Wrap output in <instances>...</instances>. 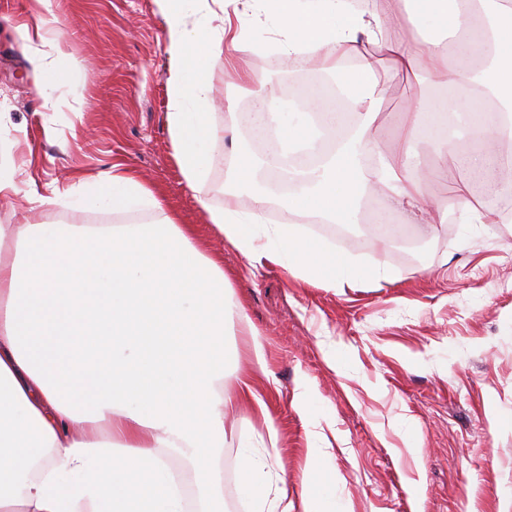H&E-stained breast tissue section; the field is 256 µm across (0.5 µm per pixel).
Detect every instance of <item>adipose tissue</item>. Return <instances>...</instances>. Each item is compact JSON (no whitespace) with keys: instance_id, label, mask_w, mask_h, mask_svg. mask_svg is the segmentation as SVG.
<instances>
[{"instance_id":"obj_1","label":"adipose tissue","mask_w":512,"mask_h":512,"mask_svg":"<svg viewBox=\"0 0 512 512\" xmlns=\"http://www.w3.org/2000/svg\"><path fill=\"white\" fill-rule=\"evenodd\" d=\"M252 22L210 19L187 25L177 0H161L169 57L167 121L180 172L209 224L245 257L262 255L307 283L352 288L364 277L395 282L388 266L364 273L319 242L302 237L295 218L354 223L368 192L387 208L410 210L421 223L444 224L449 209L478 224L505 216L480 210L477 193L460 182L449 206L427 192L449 164L484 173L501 195L512 182V155H490L460 142L435 163L416 147L430 123L466 116L483 140L512 137V0H252ZM273 23L289 63H316L365 85L353 97L356 125L324 163L293 169L298 191L268 225L269 200L255 179L266 159L238 150L236 175L254 190L253 208L232 200L213 207L202 193L209 148L232 136L206 106L216 57L245 84L263 78L243 56L261 51L253 26ZM396 75H413L422 90L401 114L395 153L367 166L360 157L368 131L382 120L384 90L373 82L375 60ZM55 208L135 206L160 212L146 224L0 225V512H223L211 472L201 471L197 501L187 499L167 455L191 458L224 446V416L248 399L249 387L227 379L228 304L221 258L206 254L195 228L166 213L163 199L120 164L96 185L77 182L37 199ZM268 459L244 452L242 495L268 498Z\"/></svg>"}]
</instances>
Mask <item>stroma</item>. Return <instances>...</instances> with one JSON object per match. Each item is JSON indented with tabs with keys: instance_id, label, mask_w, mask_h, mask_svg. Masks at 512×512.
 <instances>
[{
	"instance_id": "35a3bbf8",
	"label": "stroma",
	"mask_w": 512,
	"mask_h": 512,
	"mask_svg": "<svg viewBox=\"0 0 512 512\" xmlns=\"http://www.w3.org/2000/svg\"><path fill=\"white\" fill-rule=\"evenodd\" d=\"M52 11L64 51H39L77 67L79 79L46 98L30 64L37 50L18 34L44 9L38 0H0V143L12 148L18 188L0 196V225L89 223L92 212L43 209L31 198L121 163L223 257L226 295L248 317L224 346L234 379L255 395L226 416L224 447L207 461L222 471L223 512H255L239 495V461L244 450L262 451L270 424L279 435L271 471L288 476L271 489L287 487L289 498L327 491L336 512H512V223L469 224L458 215L432 226L401 210L409 231L402 239L376 231L365 214L341 236L301 222L306 238L358 267L396 268L391 284L323 288L246 258L208 224L180 173L166 123L169 59L157 0H54ZM258 35L265 47L246 62L263 83L240 84L220 60L209 74L214 119L241 140L250 137L251 103L282 109L288 86L271 34ZM376 77L385 120L372 141L387 148L397 141L402 100L420 86L391 78L383 64ZM233 165L230 141H216L203 191L212 206L230 195L246 213L252 195L238 189ZM254 331L260 365L249 350ZM311 454L321 482L305 487Z\"/></svg>"
}]
</instances>
